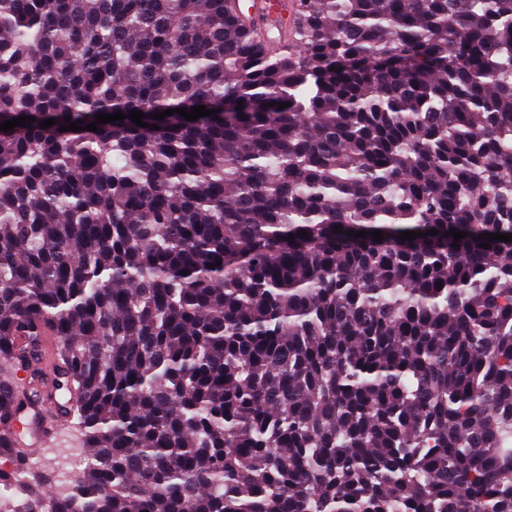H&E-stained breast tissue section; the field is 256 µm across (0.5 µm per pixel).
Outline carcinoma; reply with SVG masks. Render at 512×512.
Segmentation results:
<instances>
[{"label":"carcinoma","instance_id":"obj_1","mask_svg":"<svg viewBox=\"0 0 512 512\" xmlns=\"http://www.w3.org/2000/svg\"><path fill=\"white\" fill-rule=\"evenodd\" d=\"M283 6L0 0V421L50 330L83 448L0 439L24 512H512V0Z\"/></svg>","mask_w":512,"mask_h":512}]
</instances>
